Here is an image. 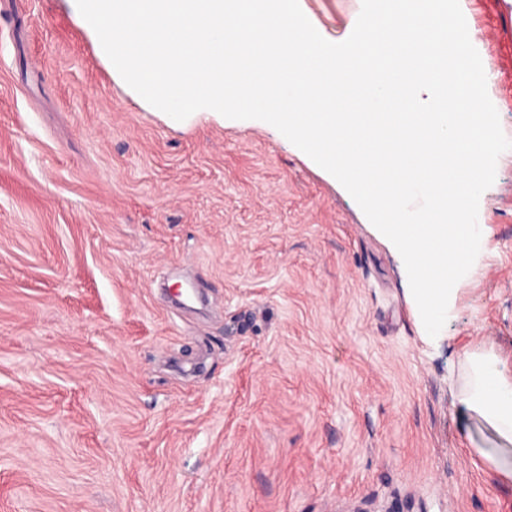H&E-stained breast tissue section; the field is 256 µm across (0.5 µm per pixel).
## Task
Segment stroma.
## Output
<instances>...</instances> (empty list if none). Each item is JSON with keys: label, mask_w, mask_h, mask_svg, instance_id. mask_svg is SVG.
<instances>
[{"label": "stroma", "mask_w": 512, "mask_h": 512, "mask_svg": "<svg viewBox=\"0 0 512 512\" xmlns=\"http://www.w3.org/2000/svg\"><path fill=\"white\" fill-rule=\"evenodd\" d=\"M343 41L359 0H303ZM512 139V0H464ZM436 341L401 255L270 125L172 123L73 0H0V512H512L460 400L512 374V150Z\"/></svg>", "instance_id": "1"}]
</instances>
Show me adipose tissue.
<instances>
[{
  "mask_svg": "<svg viewBox=\"0 0 512 512\" xmlns=\"http://www.w3.org/2000/svg\"><path fill=\"white\" fill-rule=\"evenodd\" d=\"M466 383L462 401L493 429L503 445L482 448L478 454L486 466L505 480H512V378L506 377L495 357L478 352L467 354Z\"/></svg>",
  "mask_w": 512,
  "mask_h": 512,
  "instance_id": "ef3b65f1",
  "label": "adipose tissue"
}]
</instances>
